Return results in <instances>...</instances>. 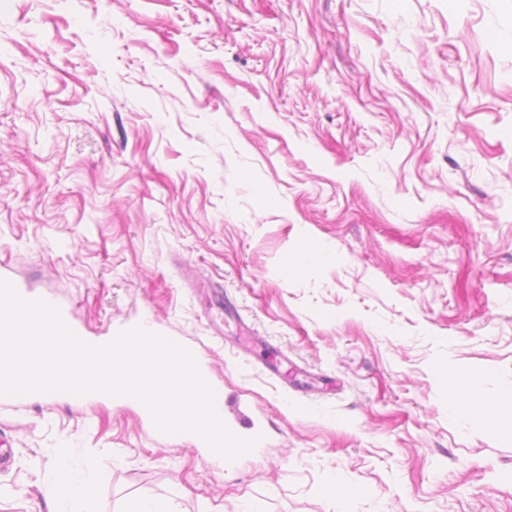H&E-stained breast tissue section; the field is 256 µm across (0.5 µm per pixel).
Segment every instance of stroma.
I'll return each instance as SVG.
<instances>
[{
    "label": "stroma",
    "mask_w": 512,
    "mask_h": 512,
    "mask_svg": "<svg viewBox=\"0 0 512 512\" xmlns=\"http://www.w3.org/2000/svg\"><path fill=\"white\" fill-rule=\"evenodd\" d=\"M1 268L269 436L0 400V512H512V0H0ZM95 494L91 476L74 471L67 458L61 456L55 483L46 491L48 499L64 502L65 510L58 512H89L86 505Z\"/></svg>",
    "instance_id": "1"
}]
</instances>
